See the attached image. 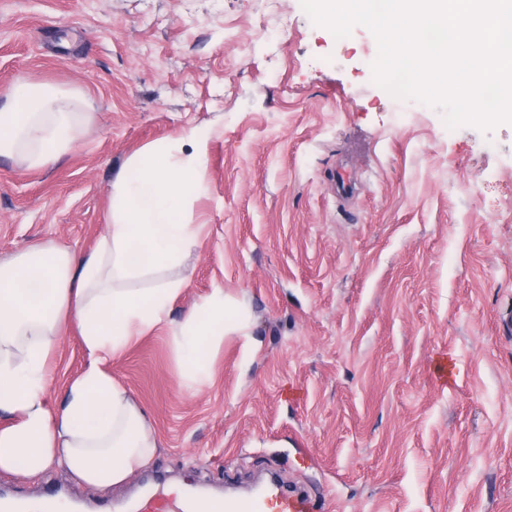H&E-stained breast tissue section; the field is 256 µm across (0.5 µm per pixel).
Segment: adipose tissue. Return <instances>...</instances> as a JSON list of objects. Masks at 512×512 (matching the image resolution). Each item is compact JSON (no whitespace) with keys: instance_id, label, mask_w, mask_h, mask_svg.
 I'll return each instance as SVG.
<instances>
[{"instance_id":"1","label":"adipose tissue","mask_w":512,"mask_h":512,"mask_svg":"<svg viewBox=\"0 0 512 512\" xmlns=\"http://www.w3.org/2000/svg\"><path fill=\"white\" fill-rule=\"evenodd\" d=\"M91 102L78 89L18 81L0 108V153L30 168L74 149ZM211 131L193 127L146 144L112 183L106 231L76 255L51 242L0 263V473L38 480L63 468L91 486L118 485L146 467L158 443L146 411L110 364L138 337L168 324L185 282L163 278L200 239L195 204L205 195ZM77 329L89 357L61 407L45 400L60 338ZM248 312L216 288L171 330L182 387L199 389L225 337L247 336Z\"/></svg>"}]
</instances>
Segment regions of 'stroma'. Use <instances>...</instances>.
I'll list each match as a JSON object with an SVG mask.
<instances>
[{"instance_id": "obj_1", "label": "stroma", "mask_w": 512, "mask_h": 512, "mask_svg": "<svg viewBox=\"0 0 512 512\" xmlns=\"http://www.w3.org/2000/svg\"><path fill=\"white\" fill-rule=\"evenodd\" d=\"M377 55L368 28L335 38L300 0H0V107L21 78L93 104L57 164L0 156V262L39 241L91 252L132 153L214 131L171 318L223 288L257 347L225 337L197 393L166 332L113 360L158 439L148 476L220 490L275 472L322 512H512V122L448 129L374 83ZM87 363L63 336L52 405ZM139 485L0 474L90 512Z\"/></svg>"}]
</instances>
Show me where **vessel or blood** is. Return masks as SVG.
Instances as JSON below:
<instances>
[{
  "label": "vessel or blood",
  "instance_id": "obj_1",
  "mask_svg": "<svg viewBox=\"0 0 512 512\" xmlns=\"http://www.w3.org/2000/svg\"><path fill=\"white\" fill-rule=\"evenodd\" d=\"M126 512H318L308 493L287 492L277 484L247 497L222 500L160 489L130 505Z\"/></svg>",
  "mask_w": 512,
  "mask_h": 512
}]
</instances>
